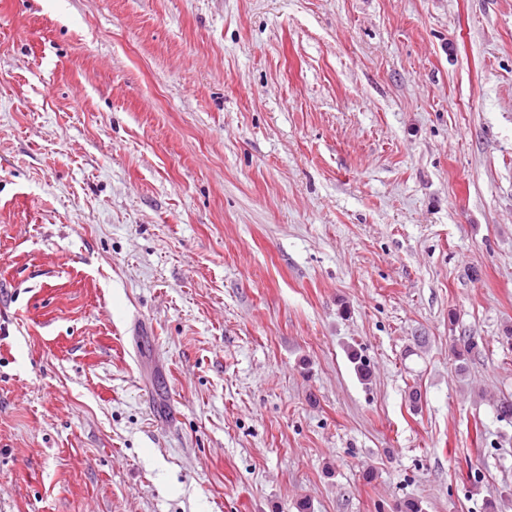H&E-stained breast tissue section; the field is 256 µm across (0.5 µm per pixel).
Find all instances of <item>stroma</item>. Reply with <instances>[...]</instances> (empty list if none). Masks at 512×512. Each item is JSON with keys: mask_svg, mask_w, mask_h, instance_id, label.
<instances>
[{"mask_svg": "<svg viewBox=\"0 0 512 512\" xmlns=\"http://www.w3.org/2000/svg\"><path fill=\"white\" fill-rule=\"evenodd\" d=\"M511 331L512 0H0V512H512Z\"/></svg>", "mask_w": 512, "mask_h": 512, "instance_id": "obj_1", "label": "stroma"}]
</instances>
